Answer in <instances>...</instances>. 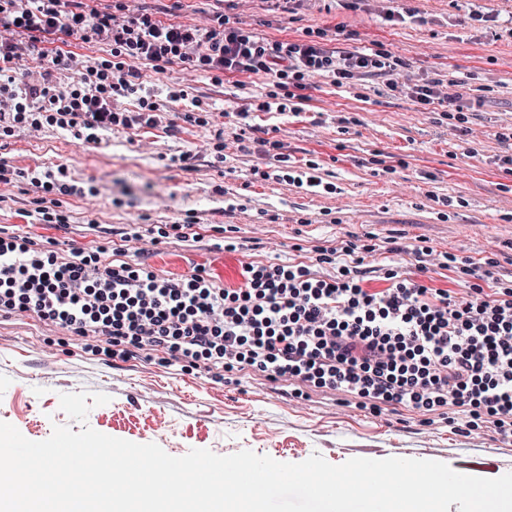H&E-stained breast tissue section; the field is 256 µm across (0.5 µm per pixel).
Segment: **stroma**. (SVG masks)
I'll return each mask as SVG.
<instances>
[{
    "instance_id": "stroma-1",
    "label": "stroma",
    "mask_w": 512,
    "mask_h": 512,
    "mask_svg": "<svg viewBox=\"0 0 512 512\" xmlns=\"http://www.w3.org/2000/svg\"><path fill=\"white\" fill-rule=\"evenodd\" d=\"M415 15L390 23L386 12ZM221 9L278 40L309 29L327 48L373 47L400 58L398 90L366 78L339 86L313 76L298 112H247L261 76L215 85L188 65L143 68L165 99L192 87L213 107L206 123L104 135L101 144L55 126L0 134V230L53 249L124 241L131 262L166 277L201 270L227 288L246 265L308 266L336 277L362 262L372 291L411 279L455 296L512 289V0H174L178 22L209 27ZM458 82L463 107L415 103L406 87ZM317 185H310V177ZM108 395L87 423L158 444L179 457L250 450L280 462L311 455L436 460L481 478L512 472V445L458 419L427 423L408 409L374 415L311 392L298 398L260 376L172 365L163 356H106L29 316L0 318V422L32 441L70 425L59 396Z\"/></svg>"
}]
</instances>
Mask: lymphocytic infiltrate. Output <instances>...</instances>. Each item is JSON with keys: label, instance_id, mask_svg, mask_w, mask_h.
<instances>
[{"label": "lymphocytic infiltrate", "instance_id": "obj_1", "mask_svg": "<svg viewBox=\"0 0 512 512\" xmlns=\"http://www.w3.org/2000/svg\"><path fill=\"white\" fill-rule=\"evenodd\" d=\"M104 43L86 58L57 47L59 36ZM279 41L215 13L207 28L165 21L160 9L128 12L123 0L99 11L87 0H0V125L49 123L101 143L115 130L157 126L141 67L158 73L189 64L212 83L261 75L260 112H295L314 75L335 84L386 77L398 62L385 50H327ZM39 61V75L16 63ZM73 71L75 79L62 80ZM243 287L202 273L166 278L149 265L87 259L0 235V313L26 314L66 329L106 355L161 352L202 362L220 377L259 371L287 385L309 383L358 398L371 412L455 407L512 444V289L452 297L405 279L370 292L359 279L326 281L304 266L247 265Z\"/></svg>", "mask_w": 512, "mask_h": 512}]
</instances>
